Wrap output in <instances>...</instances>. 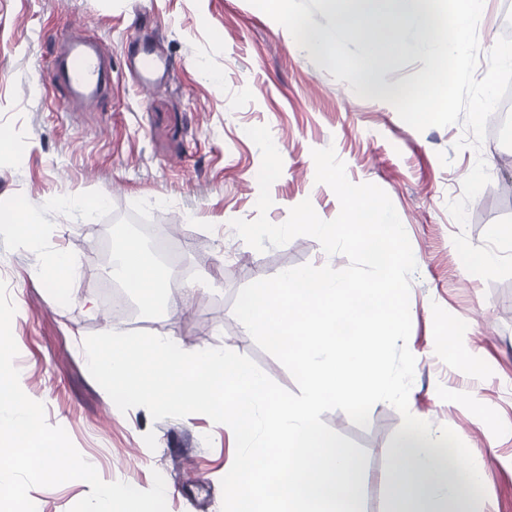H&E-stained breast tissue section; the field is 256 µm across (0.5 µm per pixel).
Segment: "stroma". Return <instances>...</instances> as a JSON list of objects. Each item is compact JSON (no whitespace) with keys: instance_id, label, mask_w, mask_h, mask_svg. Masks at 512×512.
Returning a JSON list of instances; mask_svg holds the SVG:
<instances>
[{"instance_id":"35a3bbf8","label":"stroma","mask_w":512,"mask_h":512,"mask_svg":"<svg viewBox=\"0 0 512 512\" xmlns=\"http://www.w3.org/2000/svg\"><path fill=\"white\" fill-rule=\"evenodd\" d=\"M510 24L512 0H488L477 76ZM75 33L100 39L112 78L86 108L59 112L53 104L63 92L48 73L59 43ZM144 37L168 68L166 81L146 89L127 60L129 45ZM260 125L283 162L270 188V222L283 223L306 199L321 219L338 216L336 195L315 180L316 149L334 148L352 183L375 184L390 197L417 264L410 411L437 434L460 436L466 458L482 465L472 512H512V242L496 244L501 260L491 266L468 251L485 245L488 225L512 226V143L488 138L481 149L459 150L463 125L415 130L391 104L334 79L321 56L249 0H0V133L14 144L0 154V280L16 307L22 390L103 481L146 490L158 473L168 512H222L221 480L235 457L231 428L200 413L156 421L142 407L119 411L90 375L83 344L95 333L128 331L135 320L184 349L248 356L296 391L287 369L236 319V295L293 267L342 269L348 259L304 235L259 252L235 232L232 220L258 216L261 152L246 130ZM479 158L490 181L461 225L447 204L461 197ZM101 195L100 208H79ZM28 212L41 218L36 246L14 229ZM118 236L137 239L174 278H186L188 303L149 310L128 291L126 311L107 307L101 255ZM58 250L74 269L64 288L40 274ZM321 419L366 454L361 512H390L386 474L399 413L376 404L365 428L339 410ZM89 491L72 480L29 496L37 512H70Z\"/></svg>"}]
</instances>
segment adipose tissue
Returning a JSON list of instances; mask_svg holds the SVG:
<instances>
[{
  "instance_id": "obj_1",
  "label": "adipose tissue",
  "mask_w": 512,
  "mask_h": 512,
  "mask_svg": "<svg viewBox=\"0 0 512 512\" xmlns=\"http://www.w3.org/2000/svg\"><path fill=\"white\" fill-rule=\"evenodd\" d=\"M112 249L121 260L118 275L145 307L165 305L172 292H187V285L172 283L132 239L117 238ZM481 483L480 465L466 463L456 439L416 424L398 436L390 472L394 512H468Z\"/></svg>"
}]
</instances>
